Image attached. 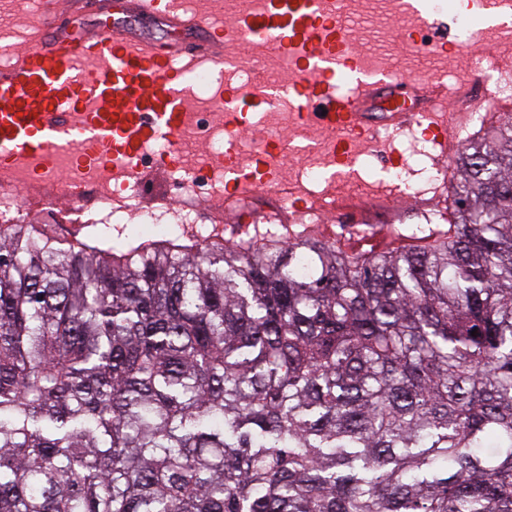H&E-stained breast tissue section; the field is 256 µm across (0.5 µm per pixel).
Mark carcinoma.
Listing matches in <instances>:
<instances>
[{
	"instance_id": "1",
	"label": "carcinoma",
	"mask_w": 512,
	"mask_h": 512,
	"mask_svg": "<svg viewBox=\"0 0 512 512\" xmlns=\"http://www.w3.org/2000/svg\"><path fill=\"white\" fill-rule=\"evenodd\" d=\"M449 181L381 252L1 221L0 512H512V115Z\"/></svg>"
}]
</instances>
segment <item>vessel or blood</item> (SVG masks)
<instances>
[{
	"label": "vessel or blood",
	"mask_w": 512,
	"mask_h": 512,
	"mask_svg": "<svg viewBox=\"0 0 512 512\" xmlns=\"http://www.w3.org/2000/svg\"><path fill=\"white\" fill-rule=\"evenodd\" d=\"M90 17L99 22L93 33L84 30ZM134 18L163 24L174 41L136 35ZM267 52L291 61L292 83L269 86L257 70L246 93L228 92L227 103L298 92L302 121L334 135L344 163L360 138L415 123L442 155L454 154L445 124L466 115L439 118L447 84L360 66L338 0H265L229 28L214 21L212 0L191 11L181 0H78L66 16L55 0H42L23 46L0 65V182L22 170L44 172L57 151L70 148L79 167L98 173L107 160L120 176L150 140L186 125V91L199 74Z\"/></svg>",
	"instance_id": "obj_1"
}]
</instances>
